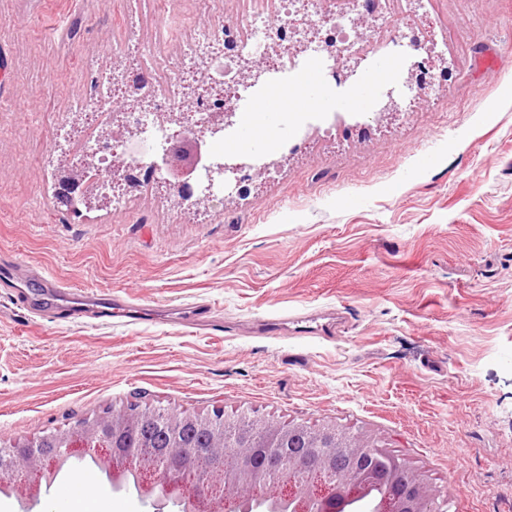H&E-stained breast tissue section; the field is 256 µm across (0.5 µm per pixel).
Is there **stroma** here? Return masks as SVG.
Wrapping results in <instances>:
<instances>
[{
  "label": "stroma",
  "instance_id": "1",
  "mask_svg": "<svg viewBox=\"0 0 512 512\" xmlns=\"http://www.w3.org/2000/svg\"><path fill=\"white\" fill-rule=\"evenodd\" d=\"M278 0H0V253L150 309L215 306L219 329L161 320L53 321L0 292V438L71 429L128 402L334 422L386 438L447 491L451 512H512V0H396L378 12L336 107L280 115L252 156L280 160L243 197L177 207L154 182L109 208L58 209L57 161L98 119L87 68L170 75L194 33ZM446 83L410 104V36ZM395 67L399 112L368 72ZM295 147L281 153L278 144ZM338 316L334 336H263L266 319Z\"/></svg>",
  "mask_w": 512,
  "mask_h": 512
}]
</instances>
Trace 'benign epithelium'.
Instances as JSON below:
<instances>
[{
  "label": "benign epithelium",
  "mask_w": 512,
  "mask_h": 512,
  "mask_svg": "<svg viewBox=\"0 0 512 512\" xmlns=\"http://www.w3.org/2000/svg\"><path fill=\"white\" fill-rule=\"evenodd\" d=\"M343 0H319L317 15L311 19L310 0H297L290 22L298 38L284 42L274 40L260 57H237L241 84L254 86L273 72L278 62L294 61L309 44L321 39L325 22L342 15L336 5ZM426 58L412 65L409 74L427 67L445 73L448 61L434 51V44L425 47ZM217 97L224 106L213 112H195L193 104ZM238 91L235 85L203 77L189 86L182 103L167 111H155V119L164 134L162 154L148 163L129 159L119 150L130 137L139 133L129 120L131 103L143 106L145 97L135 101L114 102L112 128L105 137L115 145L111 163L103 168L95 153H87L71 164L66 175L58 180L54 199L71 209L80 202L87 208L103 207L110 196L103 191L105 179L112 188H131L136 182L134 171L146 168L156 181L176 192L180 203L198 206L211 198L217 185L239 186L238 173L245 168L236 159L226 161L214 149L215 138L237 122ZM207 431L210 443L206 448H191L182 439L185 421ZM143 416L141 404L130 402L106 409L84 418L78 431L57 430L55 438L64 451L47 456L35 438L23 441H0V459L11 467L0 478V492L20 495L21 512H30L27 498L22 496L31 481L51 485L56 475L68 467L72 456L92 454L112 476L118 468L133 475L139 489L156 488L161 476L181 469L183 463L199 454L201 464L193 476L189 492H180L172 504L168 497L156 496L153 512H165L172 506L177 512H444L438 507V492L417 469L407 470L408 478L398 484L392 479L400 470L390 455L377 457L371 448L380 435L360 430L348 435L334 424L322 425L333 440V447L324 449L317 471L305 475L301 461L280 452L293 429L285 428L268 417L231 416L224 409L185 414L173 409L161 412L159 423L168 436V448L149 453L143 448H115L113 441L136 432ZM248 423L256 436V444L276 448L278 452L263 458L254 447H236L228 451L240 422Z\"/></svg>",
  "instance_id": "7a95c632"
}]
</instances>
